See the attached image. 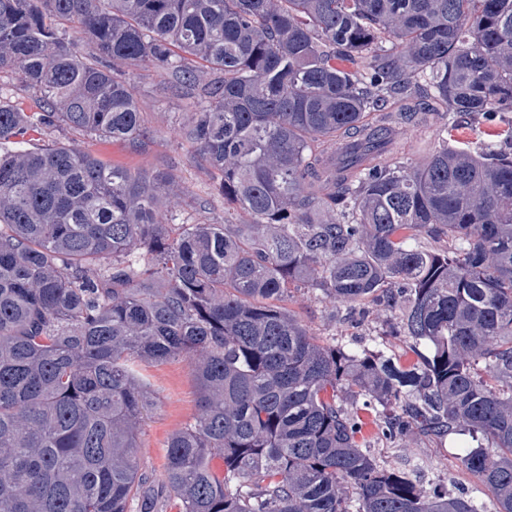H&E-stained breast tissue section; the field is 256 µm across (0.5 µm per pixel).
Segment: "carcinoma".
Returning a JSON list of instances; mask_svg holds the SVG:
<instances>
[{
  "mask_svg": "<svg viewBox=\"0 0 512 512\" xmlns=\"http://www.w3.org/2000/svg\"><path fill=\"white\" fill-rule=\"evenodd\" d=\"M141 66L192 91L180 135L249 223L172 224L171 174L30 144L143 142ZM3 72L43 108L0 100V512H151L138 366L179 357L199 387L166 445L182 512L486 508L380 462L370 426L468 433L462 467L512 512V149L412 165L395 139L459 112L512 141V0H0ZM301 286L352 322L398 313L384 335L416 359L319 343L283 305Z\"/></svg>",
  "mask_w": 512,
  "mask_h": 512,
  "instance_id": "1",
  "label": "carcinoma"
}]
</instances>
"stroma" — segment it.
<instances>
[{
	"instance_id": "stroma-1",
	"label": "stroma",
	"mask_w": 512,
	"mask_h": 512,
	"mask_svg": "<svg viewBox=\"0 0 512 512\" xmlns=\"http://www.w3.org/2000/svg\"><path fill=\"white\" fill-rule=\"evenodd\" d=\"M130 78L150 132L145 143L102 142L69 128L56 131V138L136 171L171 172L176 185L166 209L175 222L192 218L206 224L223 223L224 199L217 190L215 171L178 135L180 127L191 121L195 104L160 83L151 71L137 68L131 70ZM284 305L323 343L356 350L382 347L401 360L414 358L408 343L383 340L381 331L390 313L382 305H369L364 323L358 325L344 321L343 306L309 288L292 289ZM140 374L149 387L154 407L140 429L139 456L143 471L158 481L164 474L167 440L196 413L198 392L192 368L181 358L141 365ZM371 446L377 457L389 463L407 458L426 463L427 480L447 486L449 492L478 485L459 463L460 457L475 446L469 436L455 434L440 442L413 438L398 445L375 439Z\"/></svg>"
}]
</instances>
